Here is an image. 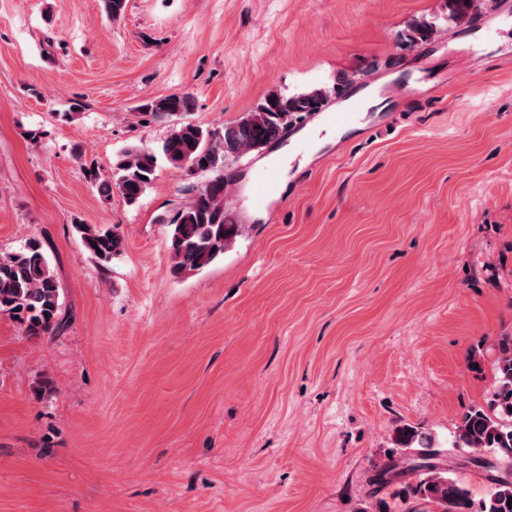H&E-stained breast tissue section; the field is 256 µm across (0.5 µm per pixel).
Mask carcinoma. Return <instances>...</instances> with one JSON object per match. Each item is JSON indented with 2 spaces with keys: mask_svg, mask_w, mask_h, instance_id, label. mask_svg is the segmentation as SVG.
<instances>
[{
  "mask_svg": "<svg viewBox=\"0 0 512 512\" xmlns=\"http://www.w3.org/2000/svg\"><path fill=\"white\" fill-rule=\"evenodd\" d=\"M487 5L488 0H449V20L458 25L468 23ZM126 6L127 0H103L105 14L112 21L123 17ZM410 32L411 43H425L437 33V25L416 19ZM328 97L325 88L295 95L270 91L251 111L220 129L176 121L178 115L194 107L188 94L151 99L141 105L142 114L169 124L160 150H124L114 164L112 180L104 181L100 192L108 198L115 189L128 204L137 203L155 178L160 155L175 167L211 173L212 177L193 190L191 199L169 221L172 274L181 277L198 272L223 256L244 230L224 205L228 191L225 169L282 139L292 121L320 111ZM76 228L87 250L102 264L124 249V237L115 226L78 224ZM61 310V288L39 240L32 239L22 249L0 255V314L17 319L28 335L39 336L53 330ZM498 351L491 397L486 405L472 407L463 415L453 447L490 451L498 461L507 463L511 472L512 336L501 338ZM399 444L414 451V463L402 467L392 459L380 470L376 482L390 485L393 472L399 468L416 476V481L405 482L392 493V498L405 505L404 512H512V504H508L512 501V478H496L488 495L475 503L438 461L441 450L433 436L408 426L401 429Z\"/></svg>",
  "mask_w": 512,
  "mask_h": 512,
  "instance_id": "1",
  "label": "carcinoma"
}]
</instances>
